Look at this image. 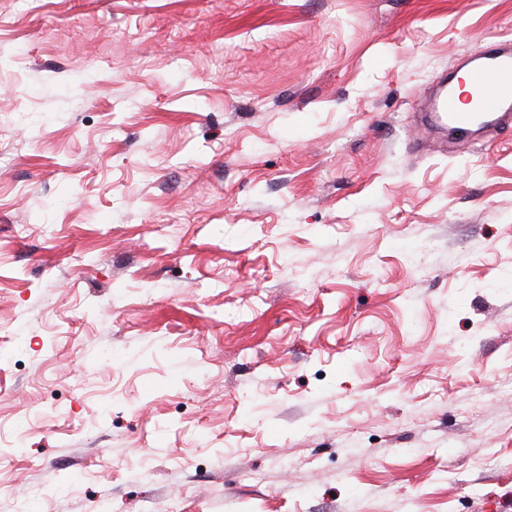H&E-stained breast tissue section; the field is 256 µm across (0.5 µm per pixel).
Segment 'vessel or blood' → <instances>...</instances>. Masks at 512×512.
<instances>
[{
    "mask_svg": "<svg viewBox=\"0 0 512 512\" xmlns=\"http://www.w3.org/2000/svg\"><path fill=\"white\" fill-rule=\"evenodd\" d=\"M472 88V107L461 111L456 84ZM436 118L457 132L476 125L489 126L512 115V46L485 45L479 48L476 63L463 67L455 83L445 84L434 105Z\"/></svg>",
    "mask_w": 512,
    "mask_h": 512,
    "instance_id": "obj_1",
    "label": "vessel or blood"
}]
</instances>
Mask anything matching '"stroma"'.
<instances>
[{
    "label": "stroma",
    "instance_id": "1",
    "mask_svg": "<svg viewBox=\"0 0 512 512\" xmlns=\"http://www.w3.org/2000/svg\"><path fill=\"white\" fill-rule=\"evenodd\" d=\"M512 0H0V512H512V127L424 126Z\"/></svg>",
    "mask_w": 512,
    "mask_h": 512
}]
</instances>
